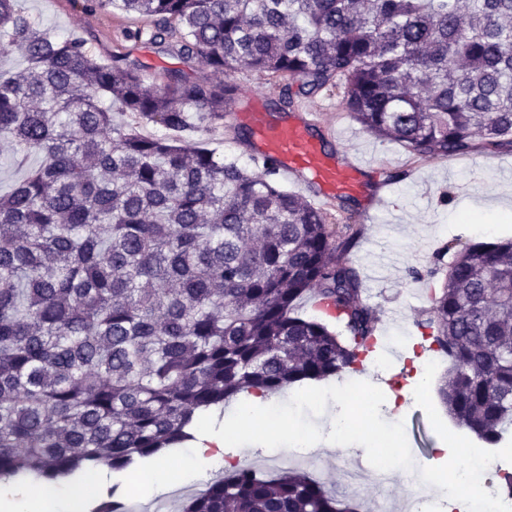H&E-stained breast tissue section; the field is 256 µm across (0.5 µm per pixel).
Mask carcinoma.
<instances>
[{"instance_id":"1","label":"carcinoma","mask_w":512,"mask_h":512,"mask_svg":"<svg viewBox=\"0 0 512 512\" xmlns=\"http://www.w3.org/2000/svg\"><path fill=\"white\" fill-rule=\"evenodd\" d=\"M206 80L146 83L0 0V137L43 157L0 197V477L126 472L193 438L206 413L356 369L380 318L353 246L268 166L191 139L224 117L239 70L280 101L342 91L367 132L427 161L512 148V0H74ZM224 75V80L215 76ZM298 91H292V83ZM159 126L147 137L112 112ZM417 323L448 358L450 418L498 447L512 433V239L442 244ZM325 308L308 314L303 301ZM178 512H360L301 471L240 467Z\"/></svg>"}]
</instances>
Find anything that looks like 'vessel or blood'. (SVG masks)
I'll return each mask as SVG.
<instances>
[{"mask_svg": "<svg viewBox=\"0 0 512 512\" xmlns=\"http://www.w3.org/2000/svg\"><path fill=\"white\" fill-rule=\"evenodd\" d=\"M254 119L259 126L256 159H275L278 174L292 178L307 176L317 185L318 196L323 200L359 193V167L326 153L320 140L314 137L310 122L268 124L259 112Z\"/></svg>", "mask_w": 512, "mask_h": 512, "instance_id": "b4317fda", "label": "vessel or blood"}]
</instances>
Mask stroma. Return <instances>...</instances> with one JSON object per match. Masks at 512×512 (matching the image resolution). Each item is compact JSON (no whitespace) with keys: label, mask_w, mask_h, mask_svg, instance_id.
Here are the masks:
<instances>
[{"label":"stroma","mask_w":512,"mask_h":512,"mask_svg":"<svg viewBox=\"0 0 512 512\" xmlns=\"http://www.w3.org/2000/svg\"><path fill=\"white\" fill-rule=\"evenodd\" d=\"M21 6L41 28L65 36L75 32L84 37L90 53L107 59L112 53L126 52L143 66L151 83L167 82L172 71L184 69L197 78L208 77L201 65L184 66L177 57L148 41H124L126 28L141 25L140 17L117 9L84 12L72 0H20ZM232 79L240 87V99L246 111L261 109L270 113L279 103V88L274 81L258 74L238 71ZM285 119L312 120L316 134L328 151L354 163H363L362 191L322 201L330 225H343L347 214L360 218L372 212L373 222H362L354 247L347 258L360 276L364 300L375 308L383 336H396L412 343L417 355L428 356L429 343L420 334L417 322L429 306V281L410 277V270L426 271L433 252L452 238L461 241H492L512 237V195L504 185L512 186V150L496 152L481 149L466 156H449L430 161L411 159L396 142L383 141L364 131L341 105L338 92L324 91L298 101L288 108ZM196 139L215 150L217 156L254 168L255 134L251 122L225 126L223 121L204 122ZM451 192L450 203H441L443 192ZM393 367L373 369L370 375L348 371L341 382L366 385L378 402L379 427L396 430L403 452L397 460L407 474L423 467L441 465L440 450L452 420L443 409L435 391H418L412 377V365L403 351L391 356ZM321 385L310 381L292 390L296 401L281 407V416L291 417L297 430L315 432L327 425L330 403L319 401ZM411 394L404 406L392 403L399 391ZM226 453L233 460L267 473L297 469L339 496L350 501L370 503L371 489L357 492L349 484L352 471L364 467L378 474L380 455L358 461L340 449L319 448L301 456L294 452L263 455L242 447L234 437L226 439Z\"/></svg>","instance_id":"stroma-1"}]
</instances>
